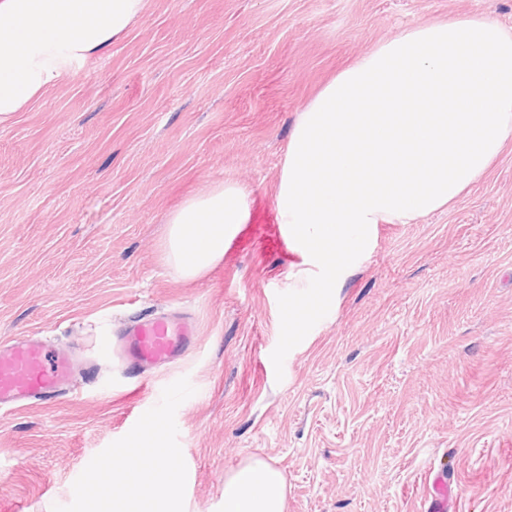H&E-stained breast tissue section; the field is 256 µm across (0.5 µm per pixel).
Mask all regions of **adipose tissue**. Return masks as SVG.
<instances>
[{"label":"adipose tissue","mask_w":512,"mask_h":512,"mask_svg":"<svg viewBox=\"0 0 512 512\" xmlns=\"http://www.w3.org/2000/svg\"><path fill=\"white\" fill-rule=\"evenodd\" d=\"M145 0H0V124L24 111L90 58L106 54L142 16ZM250 203L235 183L186 198L167 217L165 260L184 280L207 274L247 223ZM149 452L112 470L107 512H179L181 490L152 471ZM287 483L270 461L251 457L224 479L223 512H286Z\"/></svg>","instance_id":"obj_1"}]
</instances>
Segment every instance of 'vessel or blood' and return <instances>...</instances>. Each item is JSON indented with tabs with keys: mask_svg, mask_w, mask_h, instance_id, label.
Listing matches in <instances>:
<instances>
[{
	"mask_svg": "<svg viewBox=\"0 0 512 512\" xmlns=\"http://www.w3.org/2000/svg\"><path fill=\"white\" fill-rule=\"evenodd\" d=\"M191 324L174 325L162 317L138 321L121 343L106 340L99 349L113 354L131 372L168 364L192 344ZM74 371V360L66 352H47L41 345L11 340L0 346V405L48 401L63 391ZM457 482L445 476L430 481L429 512H452L459 495Z\"/></svg>",
	"mask_w": 512,
	"mask_h": 512,
	"instance_id": "obj_1",
	"label": "vessel or blood"
}]
</instances>
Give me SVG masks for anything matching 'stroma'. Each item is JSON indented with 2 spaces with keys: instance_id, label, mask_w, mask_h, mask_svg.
I'll return each mask as SVG.
<instances>
[{
  "instance_id": "stroma-1",
  "label": "stroma",
  "mask_w": 512,
  "mask_h": 512,
  "mask_svg": "<svg viewBox=\"0 0 512 512\" xmlns=\"http://www.w3.org/2000/svg\"><path fill=\"white\" fill-rule=\"evenodd\" d=\"M512 0H147L110 52L0 126V341L78 360L51 402L0 410V512H97L112 449L184 474L181 512L273 459L287 512H512V145L451 208L379 225L276 378L277 296L299 289L274 196L298 113L378 42ZM232 182L251 223L206 276L162 249L168 213ZM158 314L196 323L176 362L129 374L102 339ZM155 427L136 432L135 413ZM430 480V493L428 497V511L451 512L457 502L460 492L458 482L448 476H436Z\"/></svg>"
}]
</instances>
